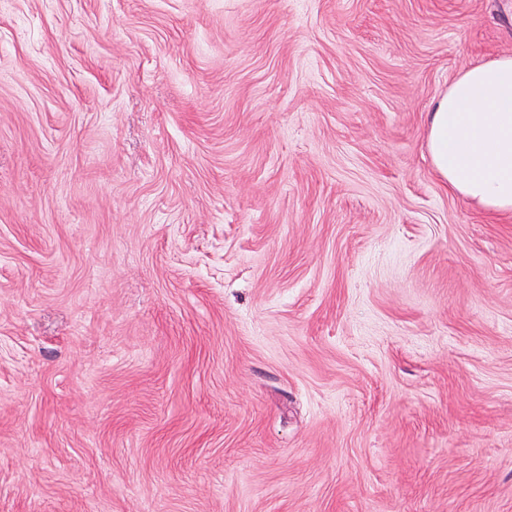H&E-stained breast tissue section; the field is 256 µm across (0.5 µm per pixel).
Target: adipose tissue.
Listing matches in <instances>:
<instances>
[{
	"label": "adipose tissue",
	"mask_w": 512,
	"mask_h": 512,
	"mask_svg": "<svg viewBox=\"0 0 512 512\" xmlns=\"http://www.w3.org/2000/svg\"><path fill=\"white\" fill-rule=\"evenodd\" d=\"M435 171L491 214L512 213V56L464 70L429 115Z\"/></svg>",
	"instance_id": "1"
}]
</instances>
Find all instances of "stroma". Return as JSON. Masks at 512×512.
<instances>
[{
    "label": "stroma",
    "instance_id": "stroma-1",
    "mask_svg": "<svg viewBox=\"0 0 512 512\" xmlns=\"http://www.w3.org/2000/svg\"><path fill=\"white\" fill-rule=\"evenodd\" d=\"M512 0H0V512H512V215L429 114Z\"/></svg>",
    "mask_w": 512,
    "mask_h": 512
}]
</instances>
